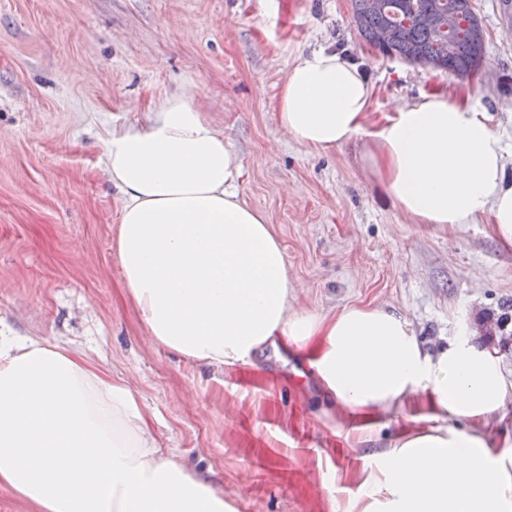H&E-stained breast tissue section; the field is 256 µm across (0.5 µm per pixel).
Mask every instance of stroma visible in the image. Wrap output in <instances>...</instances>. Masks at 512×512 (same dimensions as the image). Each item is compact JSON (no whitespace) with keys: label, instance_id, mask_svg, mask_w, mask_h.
I'll return each mask as SVG.
<instances>
[{"label":"stroma","instance_id":"obj_1","mask_svg":"<svg viewBox=\"0 0 512 512\" xmlns=\"http://www.w3.org/2000/svg\"><path fill=\"white\" fill-rule=\"evenodd\" d=\"M481 76L374 51L351 0H0V331L48 340L129 386L160 448L224 493V512H361L400 428L356 443L308 367L267 347L258 374L203 367L149 341L114 253L121 195L102 163L113 129L146 124L186 93L223 131L288 265L293 310L396 311L422 347L512 303V246L486 224H415L355 147L322 154L278 125L298 50L362 65L375 120L443 92L486 111L512 171V0H474Z\"/></svg>","mask_w":512,"mask_h":512}]
</instances>
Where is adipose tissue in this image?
I'll return each instance as SVG.
<instances>
[{"instance_id": "obj_1", "label": "adipose tissue", "mask_w": 512, "mask_h": 512, "mask_svg": "<svg viewBox=\"0 0 512 512\" xmlns=\"http://www.w3.org/2000/svg\"><path fill=\"white\" fill-rule=\"evenodd\" d=\"M363 70L326 49L294 56L276 118L298 145L360 142L374 178L416 224H488L512 246V174L488 113L442 93L374 124ZM122 195L114 250L151 340L201 364L255 367L281 341L325 398L368 425L405 417L381 456L388 512H512V449L483 428L512 395L496 356L458 337L426 352L379 307L300 314L242 164L185 93L147 125L113 130L103 157ZM0 486L35 512H224V496L163 454L131 390L43 339L0 336Z\"/></svg>"}]
</instances>
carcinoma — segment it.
I'll return each instance as SVG.
<instances>
[{
    "label": "carcinoma",
    "instance_id": "cac0c4a2",
    "mask_svg": "<svg viewBox=\"0 0 512 512\" xmlns=\"http://www.w3.org/2000/svg\"><path fill=\"white\" fill-rule=\"evenodd\" d=\"M352 19L360 36L377 44L386 56L431 65L456 76H468L485 58L483 27L472 0H351ZM458 17L447 31L448 14ZM453 43V52L445 45Z\"/></svg>",
    "mask_w": 512,
    "mask_h": 512
}]
</instances>
